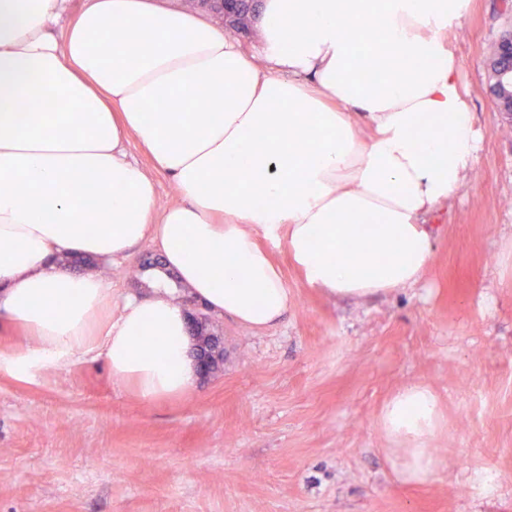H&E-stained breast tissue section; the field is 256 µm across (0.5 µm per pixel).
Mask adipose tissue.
Returning a JSON list of instances; mask_svg holds the SVG:
<instances>
[{
	"label": "adipose tissue",
	"mask_w": 512,
	"mask_h": 512,
	"mask_svg": "<svg viewBox=\"0 0 512 512\" xmlns=\"http://www.w3.org/2000/svg\"><path fill=\"white\" fill-rule=\"evenodd\" d=\"M65 2L0 0V310L26 337L0 370L100 358L142 401L188 392V313L164 271L116 309L108 278L63 263L146 240L192 298L253 330L290 304L263 236L330 297L422 280L427 218L460 196L482 141L448 43L469 0H262L258 56L155 0H87L60 33ZM366 26L376 42L353 39ZM163 92L182 111H157ZM158 173L179 193L163 210ZM439 419L419 384L383 406L403 483L439 469Z\"/></svg>",
	"instance_id": "ef3b65f1"
}]
</instances>
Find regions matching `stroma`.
Instances as JSON below:
<instances>
[{
  "instance_id": "35a3bbf8",
  "label": "stroma",
  "mask_w": 512,
  "mask_h": 512,
  "mask_svg": "<svg viewBox=\"0 0 512 512\" xmlns=\"http://www.w3.org/2000/svg\"><path fill=\"white\" fill-rule=\"evenodd\" d=\"M512 0H470L448 38L483 141L461 197L429 217L422 284L364 300L309 287L271 244L292 304L254 331L211 315L223 361L151 403L101 361L19 380L0 370V512H512V120L486 61ZM145 242L100 274L143 295ZM429 387L443 461L405 485L377 424Z\"/></svg>"
}]
</instances>
